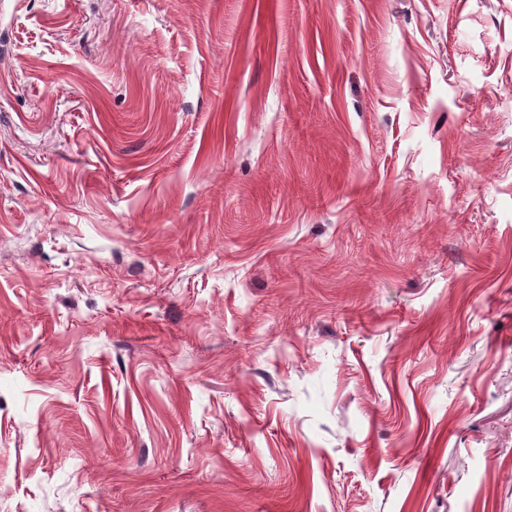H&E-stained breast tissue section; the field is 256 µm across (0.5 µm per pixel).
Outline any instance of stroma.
<instances>
[{
  "label": "stroma",
  "instance_id": "stroma-1",
  "mask_svg": "<svg viewBox=\"0 0 512 512\" xmlns=\"http://www.w3.org/2000/svg\"><path fill=\"white\" fill-rule=\"evenodd\" d=\"M0 512H512V0H0Z\"/></svg>",
  "mask_w": 512,
  "mask_h": 512
}]
</instances>
